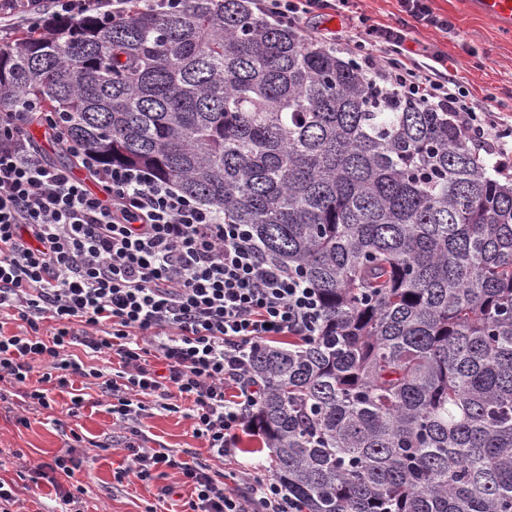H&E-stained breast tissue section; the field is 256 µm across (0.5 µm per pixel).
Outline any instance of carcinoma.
<instances>
[{
	"instance_id": "cac0c4a2",
	"label": "carcinoma",
	"mask_w": 512,
	"mask_h": 512,
	"mask_svg": "<svg viewBox=\"0 0 512 512\" xmlns=\"http://www.w3.org/2000/svg\"><path fill=\"white\" fill-rule=\"evenodd\" d=\"M252 224L321 300L251 355L299 512H512V179L448 113L248 0L87 12L0 45V113Z\"/></svg>"
}]
</instances>
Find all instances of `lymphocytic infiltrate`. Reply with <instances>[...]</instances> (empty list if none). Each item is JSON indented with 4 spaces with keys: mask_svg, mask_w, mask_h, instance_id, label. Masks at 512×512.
Masks as SVG:
<instances>
[{
    "mask_svg": "<svg viewBox=\"0 0 512 512\" xmlns=\"http://www.w3.org/2000/svg\"><path fill=\"white\" fill-rule=\"evenodd\" d=\"M128 0H0V22L46 24L81 18L89 8L120 18ZM392 23L355 18L353 0H253L256 12L310 40L357 56L375 81L448 113L464 137L479 141L493 169L512 172V120L476 99L441 52L407 47L420 28L447 33V17L429 0H398ZM343 15L327 30L318 19ZM28 115H0V399L16 389L24 403L51 407L48 384L96 387L112 400L116 448L127 465L117 480L151 482L166 470L190 491L183 512H298L286 486L244 462L247 495L230 489L226 463L237 458L238 432L261 398L252 378L255 346L312 337L321 301L298 270L270 259L252 225L188 196L147 168L79 161L102 186L88 191L69 169L48 163L25 136ZM115 355L111 367L87 365L71 349ZM184 412L207 457L154 448L141 430L153 411ZM76 445L49 465L28 469L54 482L57 512H84L76 483Z\"/></svg>",
    "mask_w": 512,
    "mask_h": 512,
    "instance_id": "obj_1",
    "label": "lymphocytic infiltrate"
}]
</instances>
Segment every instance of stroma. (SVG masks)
<instances>
[{
    "label": "stroma",
    "mask_w": 512,
    "mask_h": 512,
    "mask_svg": "<svg viewBox=\"0 0 512 512\" xmlns=\"http://www.w3.org/2000/svg\"><path fill=\"white\" fill-rule=\"evenodd\" d=\"M431 5L447 16L452 29L446 35L421 29L415 33L416 41L447 53L457 78L476 98L512 112V31L470 10L465 0H432ZM50 396L57 410L28 411L25 426L16 422L17 404L0 403V479L18 481L26 467L51 461L73 430L87 443V462L77 478L85 489L88 512H145L161 487L177 485L179 476L172 470L147 484L115 480V472L126 465L125 453L111 446L110 400L98 389L87 390L76 417L61 413L70 402L69 393L55 389ZM143 431L151 446L186 449L202 457L207 454L181 414L155 413L145 419Z\"/></svg>",
    "instance_id": "obj_1"
}]
</instances>
